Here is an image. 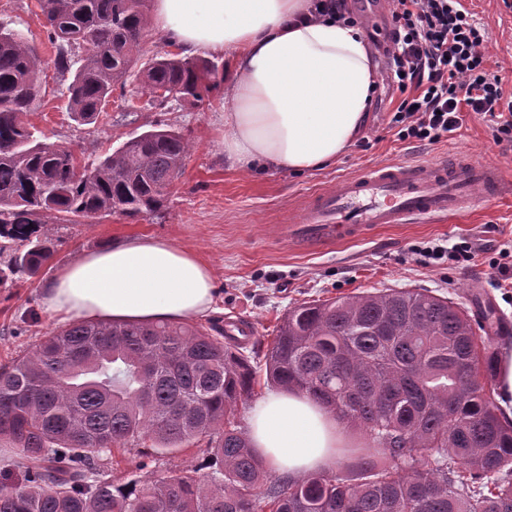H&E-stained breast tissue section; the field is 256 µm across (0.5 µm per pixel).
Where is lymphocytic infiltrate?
<instances>
[{
  "instance_id": "lymphocytic-infiltrate-1",
  "label": "lymphocytic infiltrate",
  "mask_w": 512,
  "mask_h": 512,
  "mask_svg": "<svg viewBox=\"0 0 512 512\" xmlns=\"http://www.w3.org/2000/svg\"><path fill=\"white\" fill-rule=\"evenodd\" d=\"M387 10L386 73L400 93L388 127L398 139L441 143L471 112L496 146L512 148V95L488 67L489 34L463 0H387Z\"/></svg>"
}]
</instances>
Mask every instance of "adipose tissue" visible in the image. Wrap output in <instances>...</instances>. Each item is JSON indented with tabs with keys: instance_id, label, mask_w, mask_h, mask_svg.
I'll return each mask as SVG.
<instances>
[{
	"instance_id": "1",
	"label": "adipose tissue",
	"mask_w": 512,
	"mask_h": 512,
	"mask_svg": "<svg viewBox=\"0 0 512 512\" xmlns=\"http://www.w3.org/2000/svg\"><path fill=\"white\" fill-rule=\"evenodd\" d=\"M311 0H154L162 41L185 55L228 61L225 160L240 169L320 170L359 136L378 81L358 27L312 18ZM209 265L169 243H113L63 267L45 288L47 312L63 318L176 321L207 314ZM249 437L273 470L299 479L334 466L349 437L306 396L279 392L258 401Z\"/></svg>"
}]
</instances>
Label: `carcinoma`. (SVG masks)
<instances>
[{
  "label": "carcinoma",
  "instance_id": "1",
  "mask_svg": "<svg viewBox=\"0 0 512 512\" xmlns=\"http://www.w3.org/2000/svg\"><path fill=\"white\" fill-rule=\"evenodd\" d=\"M67 106L93 123L115 88L148 105L201 100L218 65L144 49L150 0H37ZM42 61L0 24V286L54 255L42 224L164 206L190 143L159 124L104 157L42 147L27 120ZM494 356L468 312L427 291L386 288L299 304L265 358L267 383L305 394L366 432L344 465L273 478L239 428L255 370L217 324L75 321L0 367V441L17 449L0 512H512V423L478 385ZM205 442L204 478L107 477L115 449L174 456Z\"/></svg>",
  "mask_w": 512,
  "mask_h": 512
}]
</instances>
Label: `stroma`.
<instances>
[{
  "label": "stroma",
  "instance_id": "stroma-1",
  "mask_svg": "<svg viewBox=\"0 0 512 512\" xmlns=\"http://www.w3.org/2000/svg\"><path fill=\"white\" fill-rule=\"evenodd\" d=\"M468 8L491 37V65L512 62V12L502 0H466ZM0 23L22 31L38 48L43 61L45 92L29 120L47 143H59L82 157L112 153L133 133L151 124L171 125L191 140L193 148L181 175L170 186L163 208L129 218L115 213L85 224H47L42 234L55 246L52 260L38 275L9 288L0 287V365L34 349L41 336L62 327L41 304L44 288L57 272L82 254L125 239L149 238L195 252L213 272V309L198 325L248 319L257 334L248 348L254 353L256 376L251 396L238 406L236 420L246 426L247 413L270 392L265 382V355L288 309L385 288H416L464 304L470 315L492 310L512 319V288L495 287L498 275L489 267V252L512 246V194L493 201H476L447 219L432 224H392L367 238L328 248L304 249L285 241L281 231L288 217L308 195L336 185L368 167L404 161L467 155L483 165L500 167L512 185V151L493 143L491 127L468 115L448 141L424 146L400 141L387 122L400 94L379 81L367 128L336 163L315 172L289 173L230 167L224 161V86L196 102H178L152 109L132 90H114L112 102L96 123H78L69 112L53 66L56 49L45 32L37 0H0ZM504 89L512 92V69L504 72ZM470 241L479 247L474 263L448 262L424 266L411 246ZM199 445L186 447L175 460L114 451L109 466L114 480L160 476L171 465L200 467Z\"/></svg>",
  "mask_w": 512,
  "mask_h": 512
}]
</instances>
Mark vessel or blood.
I'll return each instance as SVG.
<instances>
[{
    "label": "vessel or blood",
    "mask_w": 512,
    "mask_h": 512,
    "mask_svg": "<svg viewBox=\"0 0 512 512\" xmlns=\"http://www.w3.org/2000/svg\"><path fill=\"white\" fill-rule=\"evenodd\" d=\"M501 188L494 168L455 156L410 166L375 167L311 194L290 216L289 237L330 243L383 224L444 217Z\"/></svg>",
    "instance_id": "obj_1"
}]
</instances>
